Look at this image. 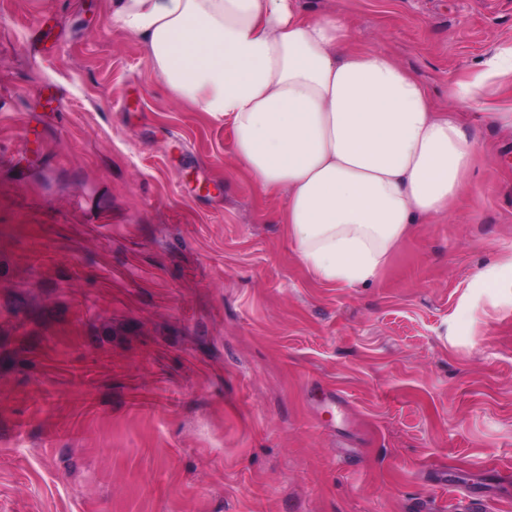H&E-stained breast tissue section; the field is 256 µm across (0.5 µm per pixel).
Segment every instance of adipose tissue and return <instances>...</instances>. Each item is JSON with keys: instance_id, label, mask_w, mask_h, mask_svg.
Masks as SVG:
<instances>
[{"instance_id": "ef3b65f1", "label": "adipose tissue", "mask_w": 512, "mask_h": 512, "mask_svg": "<svg viewBox=\"0 0 512 512\" xmlns=\"http://www.w3.org/2000/svg\"><path fill=\"white\" fill-rule=\"evenodd\" d=\"M152 73L191 111L227 126L255 186L317 281L377 279L414 224L448 213L481 152L459 109L420 76L362 46L341 13L299 0H108Z\"/></svg>"}]
</instances>
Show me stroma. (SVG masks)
I'll return each instance as SVG.
<instances>
[{
	"instance_id": "35a3bbf8",
	"label": "stroma",
	"mask_w": 512,
	"mask_h": 512,
	"mask_svg": "<svg viewBox=\"0 0 512 512\" xmlns=\"http://www.w3.org/2000/svg\"><path fill=\"white\" fill-rule=\"evenodd\" d=\"M303 2L440 107L478 84L483 162L353 288L107 0H0V512H512V290L479 284L512 258V127L482 123L512 0Z\"/></svg>"
}]
</instances>
